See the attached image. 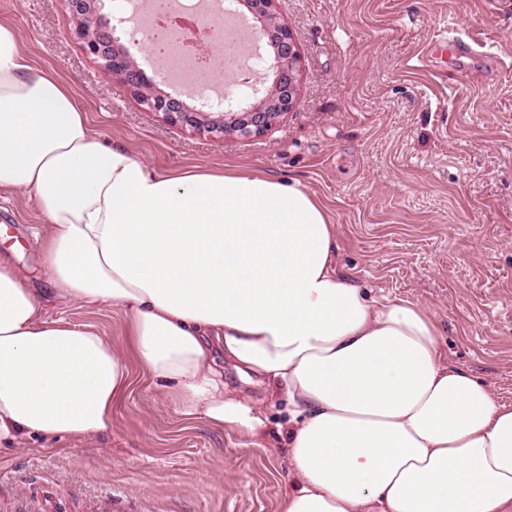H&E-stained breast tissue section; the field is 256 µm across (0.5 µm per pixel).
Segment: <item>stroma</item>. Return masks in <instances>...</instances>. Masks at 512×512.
Segmentation results:
<instances>
[{
    "instance_id": "obj_1",
    "label": "stroma",
    "mask_w": 512,
    "mask_h": 512,
    "mask_svg": "<svg viewBox=\"0 0 512 512\" xmlns=\"http://www.w3.org/2000/svg\"><path fill=\"white\" fill-rule=\"evenodd\" d=\"M302 57L290 111L263 136L209 137L147 111L71 35L63 0H0V24L31 65L73 94L100 140L149 169L300 180L336 226L339 273L370 296L436 319L449 361L512 403V0H277ZM489 56L413 61L444 27ZM49 233L28 196L0 189V257L47 317L124 347L119 308L57 301L41 261ZM92 442L36 439L0 450V512H278L288 483L286 398L224 365L252 400L260 438L177 412L136 359Z\"/></svg>"
}]
</instances>
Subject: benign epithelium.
<instances>
[{
	"label": "benign epithelium",
	"instance_id": "7a95c632",
	"mask_svg": "<svg viewBox=\"0 0 512 512\" xmlns=\"http://www.w3.org/2000/svg\"><path fill=\"white\" fill-rule=\"evenodd\" d=\"M65 2L73 22V39L100 65L105 77L120 81L130 93H135L142 74L136 69L125 68L122 57L109 51L111 46L118 47L119 34L125 33V28L114 23L112 30L103 32L94 25L96 14L101 10V0ZM240 4L249 12L254 29L274 45L273 63L262 73L265 78L272 77V88L267 97L252 102L247 94L257 95V87H252L249 92L236 88L224 95L222 112H206L203 103L189 106L162 91L137 98L139 104L162 115L172 125H189L219 139L233 134L260 136L289 111L295 101L301 76V56L297 45L288 26L280 20L276 0H240Z\"/></svg>",
	"mask_w": 512,
	"mask_h": 512
}]
</instances>
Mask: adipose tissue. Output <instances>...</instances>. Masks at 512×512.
I'll return each instance as SVG.
<instances>
[{
  "mask_svg": "<svg viewBox=\"0 0 512 512\" xmlns=\"http://www.w3.org/2000/svg\"><path fill=\"white\" fill-rule=\"evenodd\" d=\"M0 188L49 224L57 298L129 325L122 350L44 318L0 260V447L108 432L128 349L183 415L258 436L229 361L292 407L281 512H512V405L448 361L429 311L345 281L336 227L300 182L150 170L96 139L1 24Z\"/></svg>",
  "mask_w": 512,
  "mask_h": 512,
  "instance_id": "ef3b65f1",
  "label": "adipose tissue"
}]
</instances>
